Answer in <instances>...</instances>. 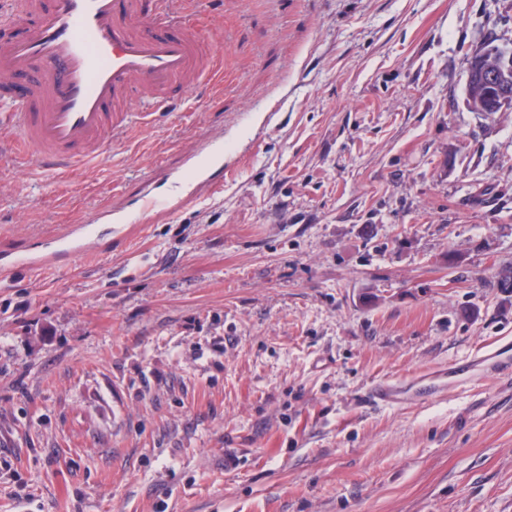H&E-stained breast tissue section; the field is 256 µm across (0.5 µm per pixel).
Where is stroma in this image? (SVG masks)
<instances>
[{"label": "stroma", "instance_id": "stroma-1", "mask_svg": "<svg viewBox=\"0 0 512 512\" xmlns=\"http://www.w3.org/2000/svg\"><path fill=\"white\" fill-rule=\"evenodd\" d=\"M224 78L65 174L0 161V512H512V0H187ZM159 196L150 211L129 205ZM490 53L495 58L494 69L486 66V55L475 57L471 60L469 74L481 71L483 81L496 91L495 111L500 112L505 107L512 106V81L506 74L512 71V49L492 47ZM508 342L492 350L482 353L476 359L467 361L462 365H454L448 371L435 372L432 375H423L413 381L405 383H382L373 387L374 399L384 404L413 403L418 398L417 386L430 381L434 389L442 392L461 382H477L481 379L495 375L508 367L510 354Z\"/></svg>", "mask_w": 512, "mask_h": 512}]
</instances>
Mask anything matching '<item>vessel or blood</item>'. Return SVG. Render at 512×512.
Masks as SVG:
<instances>
[{
  "label": "vessel or blood",
  "mask_w": 512,
  "mask_h": 512,
  "mask_svg": "<svg viewBox=\"0 0 512 512\" xmlns=\"http://www.w3.org/2000/svg\"><path fill=\"white\" fill-rule=\"evenodd\" d=\"M183 0H0V29L27 22L0 38V78L20 91L0 93L20 139L13 153H30L41 170L64 173L99 161L115 131L127 124L122 107L134 93L155 111L181 106L187 89L218 73L221 63L202 30L189 23ZM512 364L499 346L430 375L435 389L477 382ZM418 383H382L374 399L412 403Z\"/></svg>",
  "instance_id": "b4317fda"
}]
</instances>
